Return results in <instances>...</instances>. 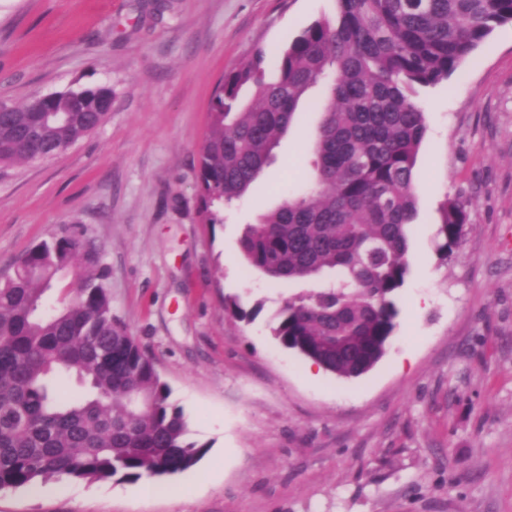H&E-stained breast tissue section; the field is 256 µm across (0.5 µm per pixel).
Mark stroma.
I'll list each match as a JSON object with an SVG mask.
<instances>
[{"label":"stroma","instance_id":"35a3bbf8","mask_svg":"<svg viewBox=\"0 0 512 512\" xmlns=\"http://www.w3.org/2000/svg\"><path fill=\"white\" fill-rule=\"evenodd\" d=\"M336 0H0V104L107 85L105 122L55 157L0 168V274L52 234L100 247L112 312L153 358L192 468L148 482L50 479L0 490V512H512V23L447 81L418 89L427 131L397 328L366 374L310 373L272 318L301 283L244 263L245 225L305 183L325 101L220 224L197 158L225 72L333 17ZM466 202L441 260L440 207ZM262 302L251 322L224 298Z\"/></svg>","mask_w":512,"mask_h":512}]
</instances>
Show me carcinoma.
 I'll list each match as a JSON object with an SVG mask.
<instances>
[{"mask_svg":"<svg viewBox=\"0 0 512 512\" xmlns=\"http://www.w3.org/2000/svg\"><path fill=\"white\" fill-rule=\"evenodd\" d=\"M336 8L277 54L274 79L262 46L224 73L198 158L199 198L205 221L224 223L222 207L248 193L309 90L325 87L308 187L247 225L239 248L272 279L332 275L288 298L272 336L338 376L358 377L385 354L409 275L426 132L411 95L449 79L496 26L512 22V0H336ZM245 87L252 99L239 107ZM110 98V87H85L0 112V166L72 146L103 123L97 108ZM24 131L39 134V150L19 149ZM467 220L464 202L445 201L441 258L458 247ZM67 271L77 299L45 312L46 292ZM107 279L98 246L75 230L50 235L0 275V489L47 478L137 482L184 472L206 454L189 439L153 358L112 314ZM262 308L224 297L230 319L250 322ZM63 375L76 376L80 392L58 393Z\"/></svg>","mask_w":512,"mask_h":512,"instance_id":"carcinoma-1","label":"carcinoma"}]
</instances>
